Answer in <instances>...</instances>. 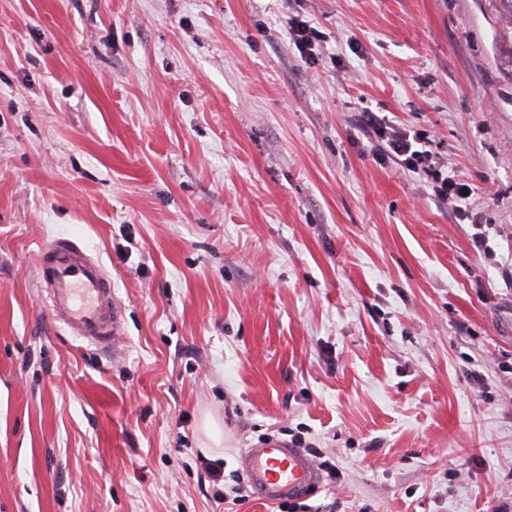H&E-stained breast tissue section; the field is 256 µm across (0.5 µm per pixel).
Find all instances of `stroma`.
<instances>
[{
	"mask_svg": "<svg viewBox=\"0 0 512 512\" xmlns=\"http://www.w3.org/2000/svg\"><path fill=\"white\" fill-rule=\"evenodd\" d=\"M369 112L430 136L493 256ZM60 237L111 276L119 350L52 316ZM509 269L499 0H0V512H227L270 435L335 464L320 512H491ZM295 36V43L300 52L309 61L317 58L321 42V33L304 21H296L291 26Z\"/></svg>",
	"mask_w": 512,
	"mask_h": 512,
	"instance_id": "obj_1",
	"label": "stroma"
}]
</instances>
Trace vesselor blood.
Segmentation results:
<instances>
[{
	"label": "vessel or blood",
	"mask_w": 512,
	"mask_h": 512,
	"mask_svg": "<svg viewBox=\"0 0 512 512\" xmlns=\"http://www.w3.org/2000/svg\"><path fill=\"white\" fill-rule=\"evenodd\" d=\"M43 286L54 318L71 335L112 346L122 330V307L103 264L75 240L58 238L40 250ZM241 468L262 500L277 502L318 487L319 472L300 449L276 439L244 449Z\"/></svg>",
	"instance_id": "1"
}]
</instances>
